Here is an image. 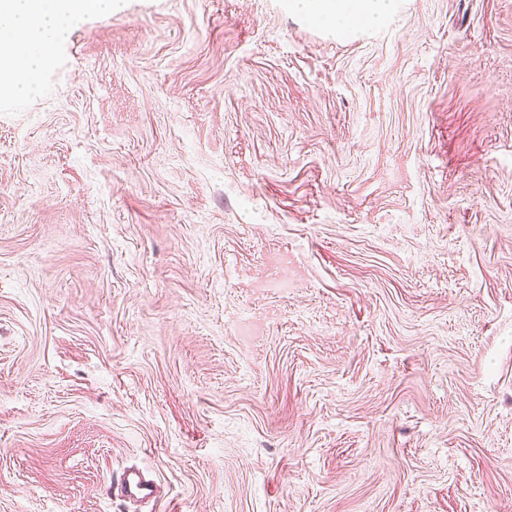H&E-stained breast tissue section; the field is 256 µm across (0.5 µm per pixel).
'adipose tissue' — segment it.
Instances as JSON below:
<instances>
[{"label":"adipose tissue","instance_id":"adipose-tissue-1","mask_svg":"<svg viewBox=\"0 0 512 512\" xmlns=\"http://www.w3.org/2000/svg\"><path fill=\"white\" fill-rule=\"evenodd\" d=\"M292 8L348 32L375 28L391 19L400 0H289ZM116 0H0V76L11 91L37 84L53 44L64 40L71 22L85 14L105 16Z\"/></svg>","mask_w":512,"mask_h":512}]
</instances>
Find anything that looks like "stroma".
<instances>
[{
    "mask_svg": "<svg viewBox=\"0 0 512 512\" xmlns=\"http://www.w3.org/2000/svg\"><path fill=\"white\" fill-rule=\"evenodd\" d=\"M0 512H512V0L76 20L0 96ZM400 0H290L292 8L314 15L339 32L379 27L397 12ZM113 493L136 500H156L157 486L139 469L124 472L119 483L114 485Z\"/></svg>",
    "mask_w": 512,
    "mask_h": 512,
    "instance_id": "35a3bbf8",
    "label": "stroma"
}]
</instances>
